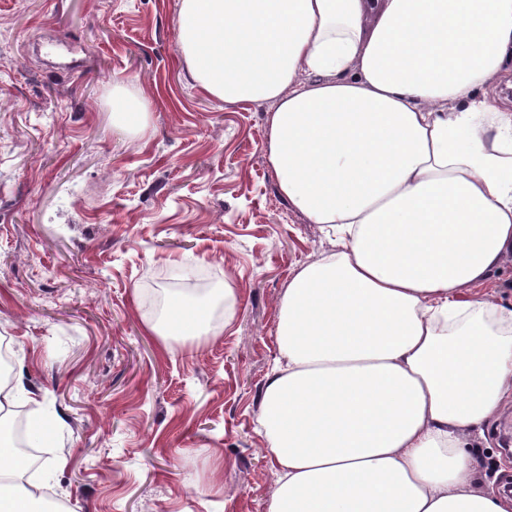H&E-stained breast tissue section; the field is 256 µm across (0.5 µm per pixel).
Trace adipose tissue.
Listing matches in <instances>:
<instances>
[{"label":"adipose tissue","mask_w":512,"mask_h":512,"mask_svg":"<svg viewBox=\"0 0 512 512\" xmlns=\"http://www.w3.org/2000/svg\"><path fill=\"white\" fill-rule=\"evenodd\" d=\"M197 85L267 102L281 192L335 250L278 310L258 418L266 512H512L468 438L512 406V306L468 296L512 256V0H179ZM149 111L112 93L115 125ZM170 296L161 343L208 331ZM0 435V512H51Z\"/></svg>","instance_id":"obj_1"}]
</instances>
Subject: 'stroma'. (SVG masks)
<instances>
[{
	"label": "stroma",
	"mask_w": 512,
	"mask_h": 512,
	"mask_svg": "<svg viewBox=\"0 0 512 512\" xmlns=\"http://www.w3.org/2000/svg\"><path fill=\"white\" fill-rule=\"evenodd\" d=\"M179 0H0V337L57 437L37 469L62 512H265L276 487L257 418L278 302L333 249L282 194L269 103L194 82ZM150 103L118 130L112 88ZM236 288L232 319L163 349L147 295L185 261ZM512 408L474 440L512 490Z\"/></svg>",
	"instance_id": "obj_1"
}]
</instances>
